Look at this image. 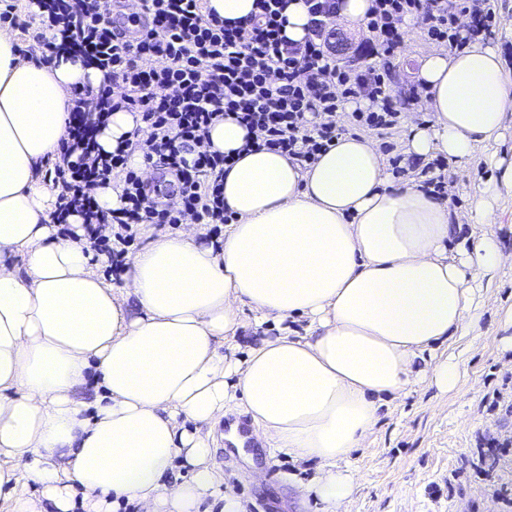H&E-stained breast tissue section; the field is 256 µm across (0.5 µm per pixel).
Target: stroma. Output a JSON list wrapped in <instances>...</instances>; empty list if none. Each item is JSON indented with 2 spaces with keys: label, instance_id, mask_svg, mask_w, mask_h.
Wrapping results in <instances>:
<instances>
[{
  "label": "stroma",
  "instance_id": "35a3bbf8",
  "mask_svg": "<svg viewBox=\"0 0 512 512\" xmlns=\"http://www.w3.org/2000/svg\"><path fill=\"white\" fill-rule=\"evenodd\" d=\"M428 45L418 33L402 46L389 84L393 101L416 83ZM507 126L504 137L479 148L466 168L446 164L452 211L466 214L478 186L498 178L490 157L512 160V119ZM474 232L493 235L512 252L511 187L502 188L493 223L464 226L449 253ZM484 284L489 300L476 328L439 348L460 360L457 388L444 393L423 383L380 407L373 435L351 454L360 481L341 512H512V450L495 448L512 440V353L498 342L512 311V268L492 273ZM229 430L226 418L215 428L214 463L245 512H321L314 498H299L288 480L292 474L312 479L317 462L294 461L257 441L240 454L224 439ZM258 471L264 477L259 484L253 480Z\"/></svg>",
  "mask_w": 512,
  "mask_h": 512
}]
</instances>
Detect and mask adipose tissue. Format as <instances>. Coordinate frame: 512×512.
Returning a JSON list of instances; mask_svg holds the SVG:
<instances>
[{
    "instance_id": "1",
    "label": "adipose tissue",
    "mask_w": 512,
    "mask_h": 512,
    "mask_svg": "<svg viewBox=\"0 0 512 512\" xmlns=\"http://www.w3.org/2000/svg\"><path fill=\"white\" fill-rule=\"evenodd\" d=\"M98 71L20 54L0 29V502L7 512H244L212 464L213 427L234 411L271 447L317 461L299 497L340 512L359 481L347 468L373 434L384 397L418 383L455 389L459 370L434 344L476 326L484 277L512 267L490 235L460 257L448 242L462 225L448 202L417 182L392 184L377 145L339 136L310 164L245 152L247 130L227 118L209 129L233 155L224 202L236 220L214 249L195 224L127 254L124 286L105 280L80 244L58 237L53 164L66 136L74 87ZM419 79L430 123L408 118L404 148L421 161L465 165L499 139L512 84L497 47L475 38L460 51L431 46ZM298 336H257L237 357L245 323L293 318ZM96 372L102 395L80 393ZM190 479L164 477L176 460Z\"/></svg>"
}]
</instances>
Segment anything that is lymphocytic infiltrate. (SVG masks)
I'll use <instances>...</instances> for the list:
<instances>
[{"mask_svg": "<svg viewBox=\"0 0 512 512\" xmlns=\"http://www.w3.org/2000/svg\"><path fill=\"white\" fill-rule=\"evenodd\" d=\"M304 3L308 36L294 43L284 34L287 0H258V14L244 26L224 23L208 0H141L149 28L133 41L122 40L112 24L121 0H37L49 33L33 35L27 53L66 54L101 75L98 84L74 88L67 106V136L55 167L61 190L49 214L60 235L78 238L85 253L105 259L107 273L117 276L140 225L162 228L191 219L216 229L233 223L224 203L230 158L211 150L212 124L234 117L248 128L250 146L304 163L351 130L391 135L399 112L387 86L405 17H413L428 38L456 49L489 31L495 18L493 0H372L360 57L343 61L331 50L327 31L339 0ZM459 12L471 18L463 37L453 30ZM371 55L377 63H368ZM359 99L369 100L370 109L345 111V103ZM121 109L137 113L148 136L104 150L98 136ZM308 113L314 120L307 125ZM136 152L173 176L172 192L160 194L129 168ZM112 184L120 205L105 210L94 191ZM104 224L111 225V237L101 235Z\"/></svg>", "mask_w": 512, "mask_h": 512, "instance_id": "1", "label": "lymphocytic infiltrate"}]
</instances>
